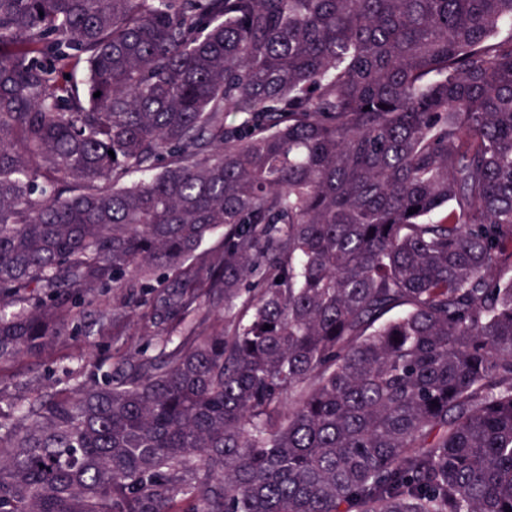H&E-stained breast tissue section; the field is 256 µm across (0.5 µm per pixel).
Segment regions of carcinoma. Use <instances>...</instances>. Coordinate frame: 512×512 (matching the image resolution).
<instances>
[{
    "instance_id": "carcinoma-1",
    "label": "carcinoma",
    "mask_w": 512,
    "mask_h": 512,
    "mask_svg": "<svg viewBox=\"0 0 512 512\" xmlns=\"http://www.w3.org/2000/svg\"><path fill=\"white\" fill-rule=\"evenodd\" d=\"M89 311L0 512H512V0H0V372Z\"/></svg>"
}]
</instances>
